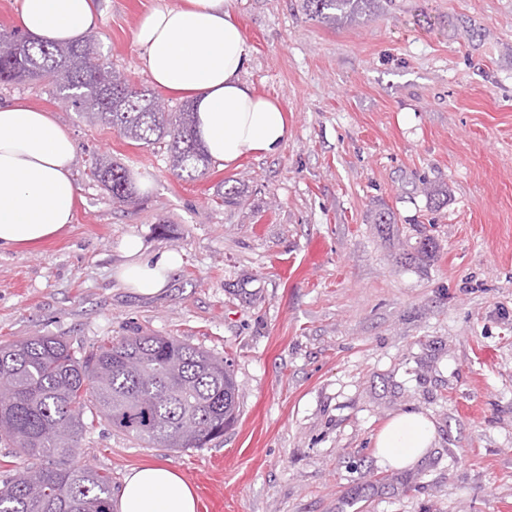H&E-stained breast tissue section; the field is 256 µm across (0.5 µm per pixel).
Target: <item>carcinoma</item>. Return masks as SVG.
<instances>
[{
	"instance_id": "1",
	"label": "carcinoma",
	"mask_w": 512,
	"mask_h": 512,
	"mask_svg": "<svg viewBox=\"0 0 512 512\" xmlns=\"http://www.w3.org/2000/svg\"><path fill=\"white\" fill-rule=\"evenodd\" d=\"M374 2L302 0V10L334 26ZM27 81L51 86L60 101L161 152L176 177L209 172L192 107L156 111L159 95L134 87L93 37L41 45L0 29V84ZM93 175L113 202L136 203L125 167L98 159ZM88 412L140 443L203 448L238 420L239 386L229 359L172 336L137 332L81 358L60 336L0 343V442L22 458L0 481V512H112L111 478L80 460Z\"/></svg>"
}]
</instances>
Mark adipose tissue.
I'll use <instances>...</instances> for the list:
<instances>
[{
  "instance_id": "ef3b65f1",
  "label": "adipose tissue",
  "mask_w": 512,
  "mask_h": 512,
  "mask_svg": "<svg viewBox=\"0 0 512 512\" xmlns=\"http://www.w3.org/2000/svg\"><path fill=\"white\" fill-rule=\"evenodd\" d=\"M91 0H21L18 29L50 43L72 41L93 24ZM135 39L152 83L191 100L198 137L224 168L249 155L278 154L288 121L278 101L257 95L241 78L249 46L227 0H186L157 8L138 22ZM76 155L70 133L49 112L17 99L0 105V248L59 234L74 218ZM115 275L127 288L153 296L182 263L173 250L147 252L125 238ZM434 428L424 415H396L376 438V455L404 468L430 447ZM118 512H197L193 487L175 469L152 464L132 470Z\"/></svg>"
}]
</instances>
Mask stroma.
<instances>
[{
	"label": "stroma",
	"mask_w": 512,
	"mask_h": 512,
	"mask_svg": "<svg viewBox=\"0 0 512 512\" xmlns=\"http://www.w3.org/2000/svg\"><path fill=\"white\" fill-rule=\"evenodd\" d=\"M182 2L94 0L90 33L151 87L136 25ZM228 7L243 81L288 118L277 155L180 179L50 87L0 86V104L69 131L78 187L59 236L0 250V342L59 336L80 356L139 330L232 360L240 417L206 447L150 448L94 420L81 459L116 494L161 463L198 512H512V0H376L333 27L300 0ZM101 156L136 204L113 205ZM381 209L393 223H374ZM129 235L181 255L161 293L116 279ZM406 411L435 437L397 469L375 437ZM93 175L111 193L113 202L124 205L136 203V191L127 170L121 164L114 163L110 159H98L95 162Z\"/></svg>",
	"instance_id": "stroma-1"
}]
</instances>
